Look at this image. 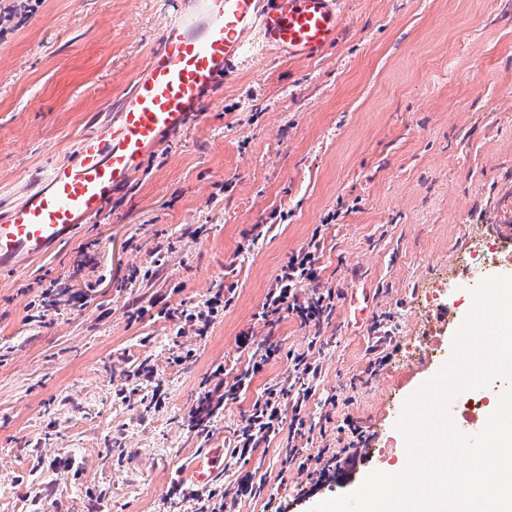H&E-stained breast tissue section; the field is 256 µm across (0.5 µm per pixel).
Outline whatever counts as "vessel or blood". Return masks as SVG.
<instances>
[{
	"label": "vessel or blood",
	"mask_w": 512,
	"mask_h": 512,
	"mask_svg": "<svg viewBox=\"0 0 512 512\" xmlns=\"http://www.w3.org/2000/svg\"><path fill=\"white\" fill-rule=\"evenodd\" d=\"M339 0H183L112 117L80 139L73 159L49 169L16 204L0 212V271L26 268L95 221L113 191L129 183L164 135L180 131L219 78L255 49L313 59L334 43ZM429 343L451 359L447 310L437 311ZM224 470L223 453L196 454L187 475L201 487Z\"/></svg>",
	"instance_id": "b4317fda"
}]
</instances>
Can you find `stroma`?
I'll return each instance as SVG.
<instances>
[{
  "mask_svg": "<svg viewBox=\"0 0 512 512\" xmlns=\"http://www.w3.org/2000/svg\"><path fill=\"white\" fill-rule=\"evenodd\" d=\"M176 2L0 0V208L73 158L159 47ZM201 109L103 215L0 271V512H195L169 491L206 448L224 451L216 486L234 493L247 474L260 486L234 512H310L404 467L378 450L402 448L398 411L442 366L426 353L433 317L420 300L440 285L455 335L472 307L463 255L475 235L512 227V0H347L322 58L256 54ZM315 235L316 286L337 293L328 322L316 333L261 319L281 267ZM57 280L64 313L30 321ZM221 285L234 289L223 317L205 337L176 336L168 309ZM244 334L277 356L193 429L215 367L245 368ZM187 349L194 358L175 365ZM303 352L321 369L304 438L282 432L236 457L253 402ZM143 364L162 405L118 395ZM292 447L320 457L324 475L286 460Z\"/></svg>",
  "mask_w": 512,
  "mask_h": 512,
  "instance_id": "35a3bbf8",
  "label": "stroma"
}]
</instances>
